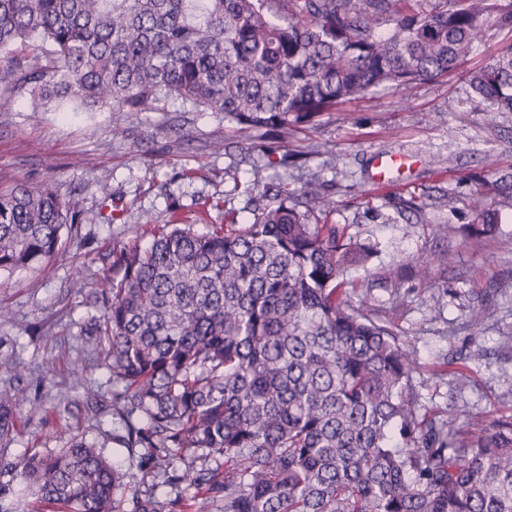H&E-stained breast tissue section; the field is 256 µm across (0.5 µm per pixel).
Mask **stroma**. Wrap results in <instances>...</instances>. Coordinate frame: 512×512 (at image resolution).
<instances>
[{
	"mask_svg": "<svg viewBox=\"0 0 512 512\" xmlns=\"http://www.w3.org/2000/svg\"><path fill=\"white\" fill-rule=\"evenodd\" d=\"M471 95L457 75L389 87L298 123L288 136L270 126L241 130L223 113L187 112L177 101L143 112L36 111L22 97L0 104V189L48 182L83 209L40 272L0 273V305L10 311L0 320V359L17 366L0 370V391L22 399L19 431L0 439V483L11 489L0 512L26 507L11 463L32 448L62 447L65 426L130 466L112 418L110 375L85 344L102 258L113 245L150 241L137 222L143 215L207 232L222 218L202 213V202L242 210L257 177L286 179L296 191L319 179L336 203L331 223L380 241L364 273L372 282L365 302L410 338L421 408L478 426L512 415V350L500 345L512 335V194L495 188L512 172V112L483 110ZM316 143L325 151L312 152ZM271 146L291 163L269 166ZM189 167L200 171L195 180L181 177ZM107 198L128 208L127 223L100 219ZM487 216L495 235L480 232ZM444 224L454 234L443 235ZM449 252L448 266L441 258ZM419 258L430 261L431 283L409 275L397 288L385 282L389 266L408 269ZM477 305L487 317L473 330ZM88 386L99 391L90 410Z\"/></svg>",
	"mask_w": 512,
	"mask_h": 512,
	"instance_id": "35a3bbf8",
	"label": "stroma"
}]
</instances>
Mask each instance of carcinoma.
<instances>
[{"label": "carcinoma", "mask_w": 512, "mask_h": 512, "mask_svg": "<svg viewBox=\"0 0 512 512\" xmlns=\"http://www.w3.org/2000/svg\"><path fill=\"white\" fill-rule=\"evenodd\" d=\"M506 28L512 0H0V96L178 100L286 130L444 76ZM467 82L512 112V42ZM256 187L250 220L156 224L103 258L91 347L143 481L118 498L121 469L79 434L25 453L16 477L57 512H512V416L472 429L419 412L414 351L353 303L378 243L329 222L317 180L303 211L285 181ZM80 216L50 183L0 191V271L49 261ZM19 405L0 392V437Z\"/></svg>", "instance_id": "1"}]
</instances>
